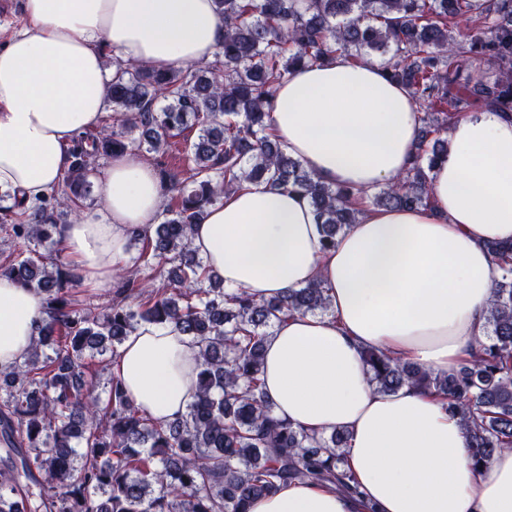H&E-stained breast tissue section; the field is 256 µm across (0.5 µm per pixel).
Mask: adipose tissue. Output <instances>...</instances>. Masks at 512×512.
Masks as SVG:
<instances>
[{"mask_svg":"<svg viewBox=\"0 0 512 512\" xmlns=\"http://www.w3.org/2000/svg\"><path fill=\"white\" fill-rule=\"evenodd\" d=\"M26 27L0 43V190L32 204L58 189L69 150L99 126L110 76L102 51L155 69L213 59L224 18L213 0H23ZM271 131L315 179L360 197L404 174L419 138L409 91L373 62L341 55L297 68L278 87ZM446 158L430 173L432 207L370 209L322 250L308 201L269 183L243 182L195 225L191 242L227 290L259 300L323 282L329 315L292 314L264 344L263 391L277 418L310 433L349 431L345 467L377 512H512V449L474 467L464 431L439 398L416 387L372 386L362 351L376 347L438 373L456 370L487 332L502 276L487 249L512 240V115L462 114ZM100 218L59 227L83 283L111 284L132 237L157 224L164 187L131 152L100 175ZM44 304L0 276V369L38 338ZM197 344L170 327L128 336L112 372L153 419L195 399ZM340 491L306 480L281 485L248 512H357Z\"/></svg>","mask_w":512,"mask_h":512,"instance_id":"adipose-tissue-1","label":"adipose tissue"}]
</instances>
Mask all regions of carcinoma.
Masks as SVG:
<instances>
[{
    "mask_svg": "<svg viewBox=\"0 0 512 512\" xmlns=\"http://www.w3.org/2000/svg\"><path fill=\"white\" fill-rule=\"evenodd\" d=\"M224 15V43L205 66L163 70L112 59L110 122L79 136L63 190L26 205L0 191V232L12 251L0 275L34 290L46 319L13 367L0 370V512H247L249 502L298 478L359 499L344 468L349 433L312 434L274 416L262 389L264 341L295 312L326 315L320 281L281 298L256 300L227 291L191 246L194 225L243 181L270 182L305 197L320 225L321 246L358 223L353 190L316 180L271 138L276 88L301 67L333 54L357 63L382 57L387 77L405 86L420 113V135L406 176L369 199L377 208L431 204L429 174L447 154L442 134L463 112L512 113V0H214ZM470 27L467 35L462 26ZM497 65L492 74L476 69ZM197 127L193 166L161 173L178 206L163 212L138 261L171 265L163 281L118 275L119 299L103 305L75 298L79 280L59 254L58 226L84 214L98 159L165 152ZM502 278L487 308L488 333L476 354L441 375L382 350L363 354L381 393L405 385L440 396L466 436L473 465L512 449V241L489 244ZM141 298L133 309L121 296ZM171 326L200 348L196 395L186 414L154 420L129 400L116 377L96 393L95 363L144 325Z\"/></svg>",
    "mask_w": 512,
    "mask_h": 512,
    "instance_id": "carcinoma-1",
    "label": "carcinoma"
}]
</instances>
